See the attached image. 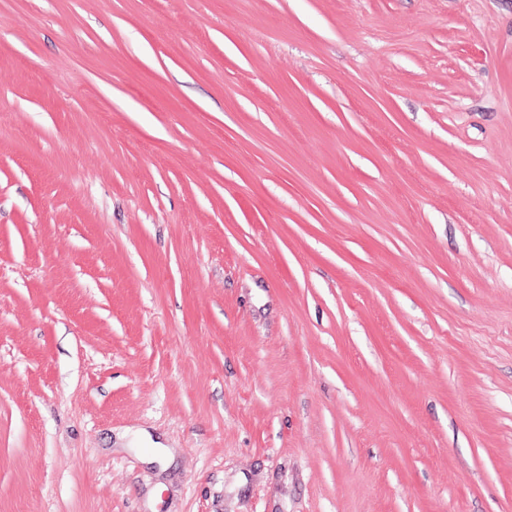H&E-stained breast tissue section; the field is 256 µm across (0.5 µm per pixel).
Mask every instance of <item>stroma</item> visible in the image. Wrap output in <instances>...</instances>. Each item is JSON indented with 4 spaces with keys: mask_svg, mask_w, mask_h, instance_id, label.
<instances>
[{
    "mask_svg": "<svg viewBox=\"0 0 512 512\" xmlns=\"http://www.w3.org/2000/svg\"><path fill=\"white\" fill-rule=\"evenodd\" d=\"M0 512H512V0H0Z\"/></svg>",
    "mask_w": 512,
    "mask_h": 512,
    "instance_id": "1",
    "label": "stroma"
}]
</instances>
